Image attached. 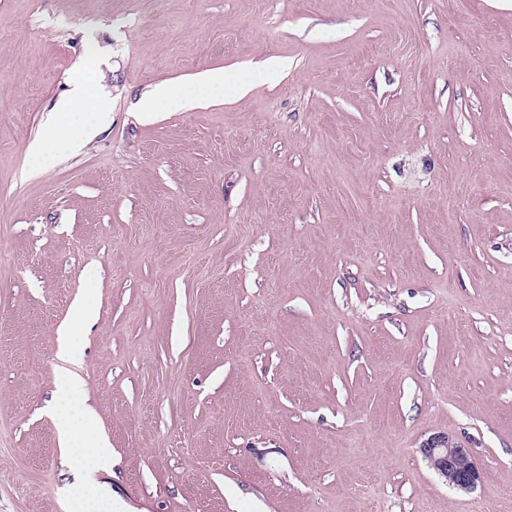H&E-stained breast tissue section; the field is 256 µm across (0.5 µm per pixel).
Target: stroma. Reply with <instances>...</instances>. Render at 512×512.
<instances>
[{
    "mask_svg": "<svg viewBox=\"0 0 512 512\" xmlns=\"http://www.w3.org/2000/svg\"><path fill=\"white\" fill-rule=\"evenodd\" d=\"M215 68L248 94L137 116ZM87 71L108 120L34 169ZM89 288L119 512H512V0H0V512L86 475L50 407ZM87 295L75 302L70 309L66 325L61 331V346L59 358L66 362L69 359L68 336L80 331L96 316L98 311V302L95 300L94 289L90 288ZM419 450L427 465L448 487L471 491L480 483V471L470 449L449 435H434Z\"/></svg>",
    "mask_w": 512,
    "mask_h": 512,
    "instance_id": "1",
    "label": "stroma"
}]
</instances>
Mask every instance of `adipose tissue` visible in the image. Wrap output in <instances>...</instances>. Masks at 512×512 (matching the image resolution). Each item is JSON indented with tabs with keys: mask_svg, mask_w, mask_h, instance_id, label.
Returning a JSON list of instances; mask_svg holds the SVG:
<instances>
[{
	"mask_svg": "<svg viewBox=\"0 0 512 512\" xmlns=\"http://www.w3.org/2000/svg\"><path fill=\"white\" fill-rule=\"evenodd\" d=\"M228 85L241 97L249 90L244 80L231 77L223 69H213L193 76L179 92L165 83L157 85L150 94L139 100L138 113L146 118L159 112L220 102L224 99V88ZM107 116V99L97 81L90 76H82L70 94L57 104L50 137L30 144V156L36 163L43 164L80 149ZM83 386L80 376L67 368H60L54 411L61 448L66 454L80 456L88 462L90 477L83 483L84 491L79 500L91 507L103 500L100 485L92 474L108 466L111 450L100 432L98 417L88 409L72 413L68 406L69 400L79 395Z\"/></svg>",
	"mask_w": 512,
	"mask_h": 512,
	"instance_id": "adipose-tissue-1",
	"label": "adipose tissue"
}]
</instances>
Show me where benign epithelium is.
<instances>
[{
  "instance_id": "benign-epithelium-1",
  "label": "benign epithelium",
  "mask_w": 512,
  "mask_h": 512,
  "mask_svg": "<svg viewBox=\"0 0 512 512\" xmlns=\"http://www.w3.org/2000/svg\"><path fill=\"white\" fill-rule=\"evenodd\" d=\"M427 465L450 488L471 491L480 483V471L470 449L447 434L434 435L420 448Z\"/></svg>"
}]
</instances>
